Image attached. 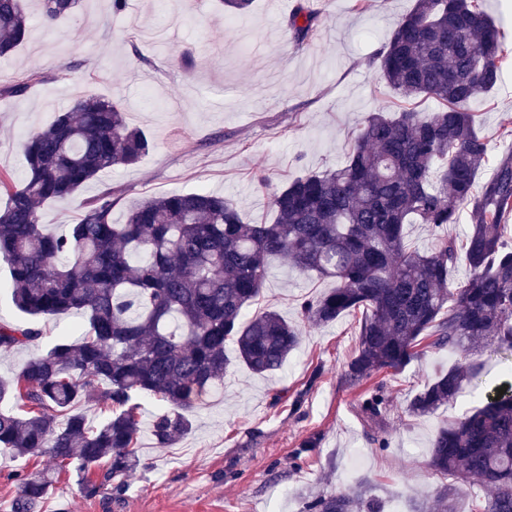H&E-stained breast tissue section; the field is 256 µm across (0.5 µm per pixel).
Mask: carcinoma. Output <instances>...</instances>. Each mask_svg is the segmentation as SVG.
Returning a JSON list of instances; mask_svg holds the SVG:
<instances>
[{"label": "carcinoma", "instance_id": "1", "mask_svg": "<svg viewBox=\"0 0 512 512\" xmlns=\"http://www.w3.org/2000/svg\"><path fill=\"white\" fill-rule=\"evenodd\" d=\"M39 2L52 28L79 0ZM319 17L299 0L288 19L296 43L312 38ZM27 28L24 0H0V56L16 50ZM511 53L483 0H415L371 63L400 97L430 96L442 108L369 115L343 164L271 188V224H249L232 202L204 191L145 199L115 224L117 201L105 192L83 204L67 232L51 233L41 206L74 196L105 170L137 163L153 144L102 96H80L32 130L22 142L26 177L0 172V259L9 265L14 306L32 322L0 323V355L40 339L38 319L81 313L88 329L77 341L59 337L19 374L0 377V450L47 452L79 472L104 463L105 478L124 485L141 465L136 397L169 407L152 432L157 447L170 448L191 431L196 401L224 384L232 361L271 374L298 347L299 325L274 310L243 320L274 256L335 282L302 303L309 324L362 311L345 370L352 386L380 370L399 371L427 350L467 357L487 345L512 353V248L502 224L512 212V154L477 185L488 143L471 110L499 84ZM40 81L31 73L0 95ZM463 207L471 214L464 242L444 238L430 252L407 247L405 225L438 232L458 223ZM461 261L471 274L452 290L448 275ZM479 373L473 362L458 363L416 393L410 411L425 415L448 404ZM91 394L105 413L97 425L76 410ZM384 408L378 386L361 413L377 424ZM429 465L489 489L479 512H512V383L490 386L480 408L441 426ZM49 484L23 478L14 512H34ZM361 505V494L346 492L320 495L306 508L358 512ZM431 512H457L455 499L435 494Z\"/></svg>", "mask_w": 512, "mask_h": 512}]
</instances>
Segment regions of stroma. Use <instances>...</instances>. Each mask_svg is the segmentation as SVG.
I'll return each instance as SVG.
<instances>
[{"mask_svg": "<svg viewBox=\"0 0 512 512\" xmlns=\"http://www.w3.org/2000/svg\"><path fill=\"white\" fill-rule=\"evenodd\" d=\"M310 3L320 12L319 27L299 45L277 37L297 0L276 12L269 0H255L250 11L231 16L215 0H126L118 13L112 0H80L53 31L41 23L38 0H28L29 27L15 52L0 58V86L29 72L43 80L0 98V170L22 179L25 135L77 96L95 94L118 101L153 147L136 164L99 174L70 201L41 207L51 232L63 233L86 199L107 190L118 199L112 214L118 223L143 199L198 190L224 194L245 220L273 221L255 173L282 186L342 164L364 118L400 105L369 59L414 0ZM472 109L489 159L511 153L503 120L512 117V61L498 87ZM332 286L275 259L260 300L246 314L275 310L297 321L302 301ZM79 322L75 315L41 321L42 338L1 359L0 375L19 373L32 354L74 334ZM357 323L348 314L306 327L300 347L269 378L231 364L223 387L198 400L192 431L173 447L155 446L151 424L162 406L142 400V469L119 490L103 484L100 469L85 481L73 469H58L39 512H304L319 495L354 490L380 512H415L442 488L454 494L459 512H470L485 488L432 470L431 441L444 422L482 405L487 384L512 367V355L476 353L479 380L464 386L453 404L417 417L408 412L411 399L454 365L457 354L432 350L403 371L382 370L352 386L344 371L357 345ZM378 385L388 406L374 430L360 405ZM52 468L46 455L1 452L0 512H12L18 476ZM88 481L97 484L96 493L85 492Z\"/></svg>", "mask_w": 512, "mask_h": 512, "instance_id": "stroma-1", "label": "stroma"}]
</instances>
